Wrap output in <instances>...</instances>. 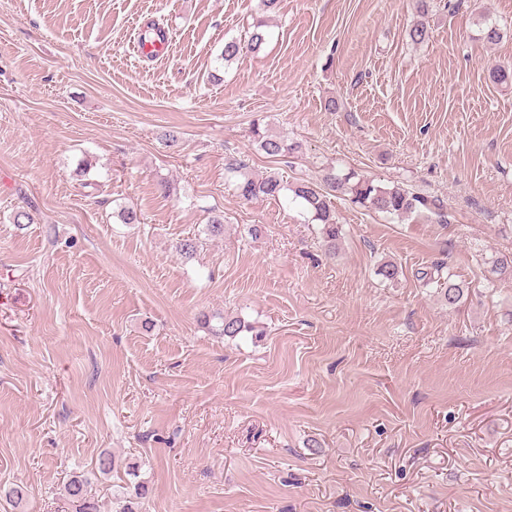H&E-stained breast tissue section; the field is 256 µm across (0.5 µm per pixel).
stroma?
I'll return each mask as SVG.
<instances>
[{
  "instance_id": "35a3bbf8",
  "label": "stroma",
  "mask_w": 512,
  "mask_h": 512,
  "mask_svg": "<svg viewBox=\"0 0 512 512\" xmlns=\"http://www.w3.org/2000/svg\"><path fill=\"white\" fill-rule=\"evenodd\" d=\"M261 15L262 48L223 62ZM151 22L167 59L134 52ZM509 64L512 0H0V512H71L76 473L101 512L138 480L140 512H512ZM256 123L299 151L267 156ZM233 158L443 213L337 195L330 255L298 204L239 197ZM432 271L423 272V279H426L428 276V280H435L437 285L440 288L443 299L448 303V307H453L457 305L462 297L464 296V285L461 282H457L452 278V275L448 273V277H443V266L442 265H434L432 267ZM436 273V277H435ZM443 279V282L441 280Z\"/></svg>"
}]
</instances>
